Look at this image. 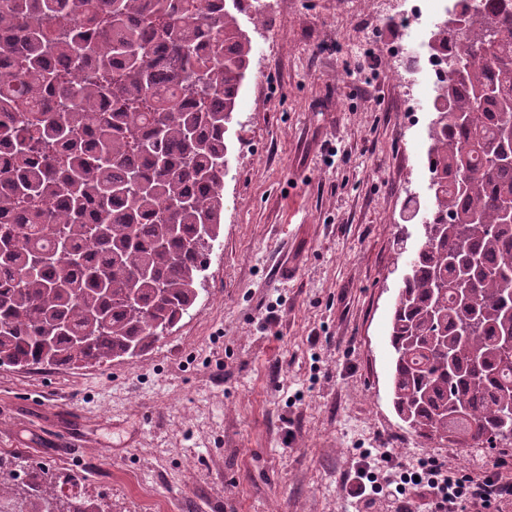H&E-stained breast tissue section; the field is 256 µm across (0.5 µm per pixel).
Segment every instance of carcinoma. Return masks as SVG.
<instances>
[{"instance_id": "cac0c4a2", "label": "carcinoma", "mask_w": 512, "mask_h": 512, "mask_svg": "<svg viewBox=\"0 0 512 512\" xmlns=\"http://www.w3.org/2000/svg\"><path fill=\"white\" fill-rule=\"evenodd\" d=\"M433 41L469 67L429 129L435 205L390 320L392 404L425 441L512 446V3ZM252 40L225 0H0V367L148 351L191 314L224 220ZM0 452V512H106Z\"/></svg>"}]
</instances>
